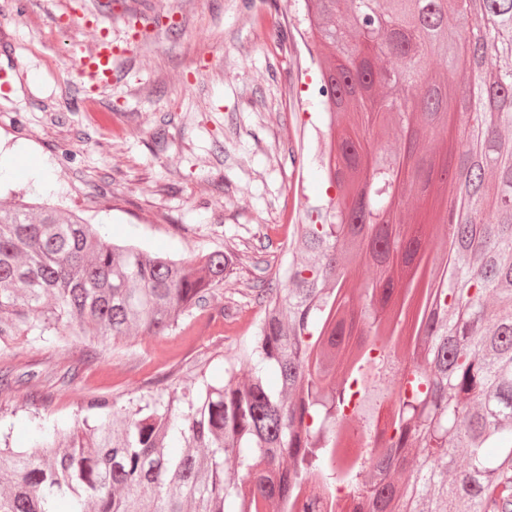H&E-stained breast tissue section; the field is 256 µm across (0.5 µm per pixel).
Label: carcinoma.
I'll return each mask as SVG.
<instances>
[{"label": "carcinoma", "instance_id": "1", "mask_svg": "<svg viewBox=\"0 0 512 512\" xmlns=\"http://www.w3.org/2000/svg\"><path fill=\"white\" fill-rule=\"evenodd\" d=\"M300 2L308 50H334L320 164L336 197L297 225L249 345L221 385L67 430L28 415V448L0 435V512H289L338 487L366 512H512V0ZM341 16L364 46L345 40ZM461 43L479 69L460 63ZM439 55L447 70H429ZM345 112L357 118L342 125ZM387 122L402 132L390 152L374 138ZM428 140L451 156L424 157ZM408 191L422 199L414 222ZM432 224L447 231L439 256L422 246ZM365 249L379 272L357 288ZM231 265L0 200V349L160 336L207 311ZM355 384L364 434L389 403L393 435L341 462Z\"/></svg>", "mask_w": 512, "mask_h": 512}]
</instances>
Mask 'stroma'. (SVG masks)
I'll return each mask as SVG.
<instances>
[{
  "label": "stroma",
  "mask_w": 512,
  "mask_h": 512,
  "mask_svg": "<svg viewBox=\"0 0 512 512\" xmlns=\"http://www.w3.org/2000/svg\"><path fill=\"white\" fill-rule=\"evenodd\" d=\"M14 2L0 0V75L11 82L0 95V162L12 187L116 243L233 259L208 312L164 335L105 349L91 338L11 345L0 364L21 382L0 385V428L22 448L20 406L71 422L93 398L121 409L223 381L225 359L263 316L259 286L290 259L283 224L327 199L317 101L332 56L310 57L296 0H112L104 12L101 0H26L20 12ZM104 32L124 53L87 106L76 60ZM36 159L52 192L34 184Z\"/></svg>",
  "instance_id": "stroma-1"
}]
</instances>
